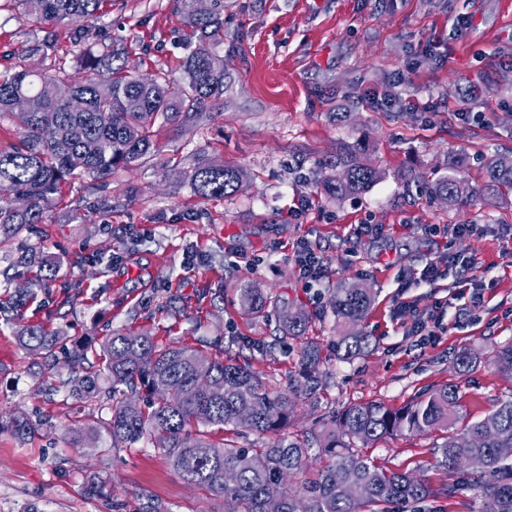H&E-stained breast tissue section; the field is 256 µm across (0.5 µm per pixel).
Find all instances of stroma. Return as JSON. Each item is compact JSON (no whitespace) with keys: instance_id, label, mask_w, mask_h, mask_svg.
<instances>
[{"instance_id":"35a3bbf8","label":"stroma","mask_w":512,"mask_h":512,"mask_svg":"<svg viewBox=\"0 0 512 512\" xmlns=\"http://www.w3.org/2000/svg\"><path fill=\"white\" fill-rule=\"evenodd\" d=\"M183 0H106L89 43L123 52L127 69L149 77L178 70L187 34ZM40 32L0 0V75L21 68H75L73 35L54 29V46L32 53ZM224 96L200 120L161 128L158 154L112 176L64 186L45 223L0 248V273L20 251L55 258L52 277L17 280L25 300L0 313V512H224V502L179 476L156 443L112 447L107 435L74 444L75 424H104L112 384L95 397L72 396L79 374L69 352L101 348L112 331L147 334L248 363L284 388L301 368L297 349L276 345V317L245 315L246 284L313 314L308 338L321 349L323 388L299 401L295 430L323 428L329 412L380 402L397 408L418 392L457 385L460 412L477 420L512 398V378L488 361L512 342V195L482 196L456 209L406 183L404 170L431 176L453 153L470 156L462 176L512 158V0H224ZM406 99L386 108L375 96ZM366 147L380 179L365 193L328 200L321 180L343 147ZM208 155L243 179L225 198H203L179 170ZM458 224L472 225L463 235ZM306 244L324 262L323 279L299 277L294 252ZM474 258L485 301L464 315L455 272L431 281L445 255ZM361 284L375 301L360 330L368 353L339 359L332 289ZM444 306L447 333L424 344L412 327ZM61 337L55 355L19 343L18 324ZM475 367L455 372L461 350ZM39 429L15 439L10 418ZM434 434H403L361 447L385 467L439 489ZM107 479L106 494L87 478Z\"/></svg>"}]
</instances>
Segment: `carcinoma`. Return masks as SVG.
Segmentation results:
<instances>
[{"mask_svg":"<svg viewBox=\"0 0 512 512\" xmlns=\"http://www.w3.org/2000/svg\"><path fill=\"white\" fill-rule=\"evenodd\" d=\"M105 0H14L15 5L45 30L32 52L48 50L53 33L65 25L79 33L100 17ZM209 11L187 4L183 23L190 30L181 76L160 71L149 79L131 74L110 45L84 46L77 59L83 77L66 71L19 70L0 79V119L9 118L19 142L0 147V246L22 229L45 223L62 183L79 175L105 178L118 168L129 169L154 156L155 127L196 120L213 100L224 95L223 0ZM469 156L448 157L447 173L428 183L429 196L448 206H460L477 193L490 198L512 191V166L491 158L482 167L480 189L459 177ZM340 172L322 179L331 200L357 196L379 178V170L345 149L337 154ZM194 193L223 198L237 190L242 172L222 161L202 157L180 173ZM242 308L253 316L277 301L257 288L239 289ZM373 302L370 288H337L329 307L340 328L336 352L351 360L364 355L370 339L357 330ZM312 317L288 311L280 329L290 338L304 337ZM24 348L50 353L56 337L44 329L24 326L18 331ZM303 381L286 390L271 387L248 365L209 356L182 344L157 345L145 334L114 332L101 350L102 369L85 371L76 379L75 395L97 391L98 378L130 392L146 390L150 405L143 409L124 397L112 404L105 430L112 447L155 439L172 468L188 482L224 500V512H389L386 506H416L430 498H451L464 485L477 489L485 512H512V399L502 401L487 417L456 428L459 390L444 383L419 393L405 406L354 404L333 415L321 432L288 431L297 402L312 400L322 387L316 367L321 361L316 342L301 343ZM493 364L512 375V344L499 347ZM12 435L25 441L35 426L24 416L9 422ZM439 430L443 441L434 446L437 464L453 480L433 489L406 473L391 471L355 453L356 443L372 444L394 434ZM252 433L247 446L236 441ZM328 462L317 474L295 487L282 483L309 469L312 455ZM237 480L224 483V472ZM280 486L277 503L267 498L272 484Z\"/></svg>","mask_w":512,"mask_h":512,"instance_id":"cac0c4a2","label":"carcinoma"}]
</instances>
